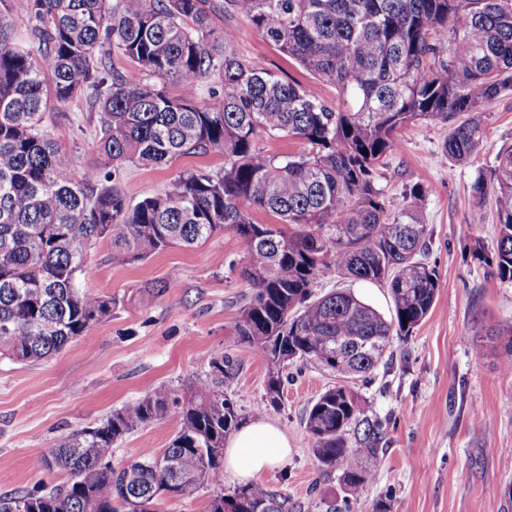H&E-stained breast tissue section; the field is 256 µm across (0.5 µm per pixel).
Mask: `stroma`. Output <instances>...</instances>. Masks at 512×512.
<instances>
[{
    "instance_id": "obj_1",
    "label": "stroma",
    "mask_w": 512,
    "mask_h": 512,
    "mask_svg": "<svg viewBox=\"0 0 512 512\" xmlns=\"http://www.w3.org/2000/svg\"><path fill=\"white\" fill-rule=\"evenodd\" d=\"M208 12L216 31L234 36L242 58L337 101L335 86L318 82L246 19L225 12L224 0H208ZM482 119L486 139L469 163L445 155L448 123L418 121L402 130L398 148L376 167L390 210L404 206L412 185L424 187L428 235L421 260L435 270L438 288L423 322L409 336H392L374 370L352 383L364 417L381 425L379 458L357 495L345 490L339 471L317 468L306 429L307 411L337 384L335 373L294 361L284 369L278 404L264 403L266 363L234 331L252 288L229 230L129 264L113 263L108 241L88 248L77 286L110 296V316L49 358L0 360V495L64 485L65 472L41 464L51 448L150 389L186 397L206 376L210 356L221 352L236 363L224 390L242 422L260 415L288 436L287 458L258 479L287 498L288 512H374L380 503L388 512H512V374L500 367L512 343V280L500 279L489 261L498 236L494 201L476 203L471 193L498 151L512 145V92ZM44 124L69 153L74 177H82L96 159L99 113L77 98L52 106ZM223 166L218 153L185 155L162 168L130 164L118 185L137 201L169 189L183 171ZM334 289L393 315L386 287L338 276L311 286L316 298ZM173 434L170 423L127 434L112 450L113 466L161 453Z\"/></svg>"
}]
</instances>
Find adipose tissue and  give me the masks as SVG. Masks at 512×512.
I'll return each instance as SVG.
<instances>
[{
	"mask_svg": "<svg viewBox=\"0 0 512 512\" xmlns=\"http://www.w3.org/2000/svg\"><path fill=\"white\" fill-rule=\"evenodd\" d=\"M288 437L278 426L257 419L241 427L224 450V475L245 483L281 463L288 455Z\"/></svg>",
	"mask_w": 512,
	"mask_h": 512,
	"instance_id": "1",
	"label": "adipose tissue"
}]
</instances>
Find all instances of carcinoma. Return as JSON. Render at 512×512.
<instances>
[{"label":"carcinoma","mask_w":512,"mask_h":512,"mask_svg":"<svg viewBox=\"0 0 512 512\" xmlns=\"http://www.w3.org/2000/svg\"><path fill=\"white\" fill-rule=\"evenodd\" d=\"M205 0H26V38L0 11V358L31 362L61 351L112 312V298L76 287L87 248L106 239L112 260L131 263L179 243L232 231L253 288L235 334L267 365V403L281 370L310 359L347 381L376 367L390 337L406 336L431 310L438 288L423 264L427 225L413 185L391 213L375 182L379 161L415 121L452 124L444 151L470 160L485 139L481 115L512 91V0H224L282 54L333 85L335 104L257 60L209 25ZM112 49L133 66L118 72ZM181 92L168 94L165 84ZM83 97L104 121L100 162L75 180L70 155L43 124L49 104ZM468 114L462 122L461 114ZM306 149L268 155L261 135ZM224 155L215 173L178 175L136 202L117 186L128 164L163 167L186 154ZM472 185L495 187L499 226L491 257L512 279V147ZM294 228L256 224L250 209ZM338 274L389 289L386 319L350 292L310 299L311 283ZM234 363L222 353L190 397L153 388L50 452L64 488L0 496V512H155L166 497L213 487L207 512H288L263 485L224 492V440L240 415L224 392ZM361 414L346 386L324 391L306 415L314 457L341 470L352 496L379 458L374 426L362 448L345 432ZM173 422L165 450L121 468L112 448L150 423Z\"/></svg>","instance_id":"cac0c4a2"}]
</instances>
